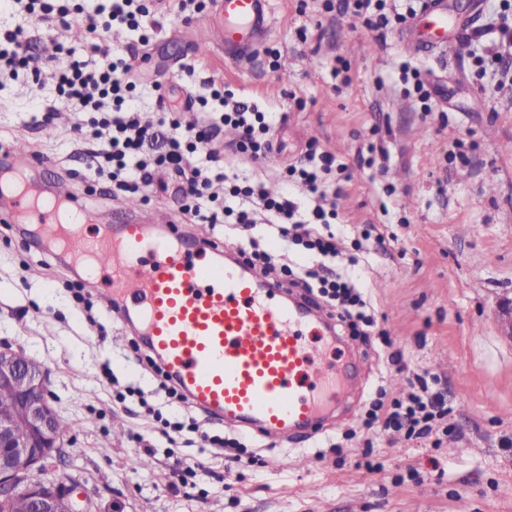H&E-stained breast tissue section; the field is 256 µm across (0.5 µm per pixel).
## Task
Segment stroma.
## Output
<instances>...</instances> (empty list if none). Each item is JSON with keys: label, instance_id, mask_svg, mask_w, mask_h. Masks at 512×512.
<instances>
[{"label": "stroma", "instance_id": "1", "mask_svg": "<svg viewBox=\"0 0 512 512\" xmlns=\"http://www.w3.org/2000/svg\"><path fill=\"white\" fill-rule=\"evenodd\" d=\"M504 0H449L448 17L463 25L459 45L409 52L399 28L366 31L361 20L325 10V0H268L272 26L245 61L198 55L212 37L210 10L182 22L179 0H164L151 40L142 48L146 87L134 96L142 111L197 120L187 94L209 96V76L235 100L273 113L271 157L254 164L269 190L307 196L281 176L309 149L349 167L332 173L338 196L330 229L338 267L349 266L353 242L368 224L385 243L367 241L355 272L378 318L402 352L352 336L343 342L355 377L344 410L324 435L289 445L250 437L255 460L234 463L189 432L162 436L164 422H184L199 409L159 391V379L134 359L137 334L121 330L99 289L78 269L53 256L0 216V341L46 371L48 401L65 424L64 448L34 476L67 479L101 512H512V335L499 317L512 294V82L477 62L475 31L491 22L512 26ZM24 29L50 66L40 79L0 78V144H24L40 158L34 178L52 185L69 176L93 223L119 224L120 199L107 197L109 178L92 179L89 154L99 143L81 136L91 115L57 101L54 69L65 66L55 45L69 29L36 22L0 0V31ZM348 64L346 78L335 69ZM416 69L430 97L419 102L401 65ZM375 165L360 166L368 145ZM146 215L166 211L185 234L231 237L221 224L193 225L174 192L136 193ZM81 288L84 302L73 297ZM442 378L449 412L431 437L366 431L359 415L378 383L409 389L421 370ZM141 396L126 395L127 387ZM125 423L116 433V420ZM151 442L145 453L134 433ZM151 467H141V459ZM202 478L184 484L186 467Z\"/></svg>", "mask_w": 512, "mask_h": 512}]
</instances>
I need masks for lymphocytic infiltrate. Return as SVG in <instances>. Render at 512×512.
<instances>
[{"label":"lymphocytic infiltrate","instance_id":"lymphocytic-infiltrate-1","mask_svg":"<svg viewBox=\"0 0 512 512\" xmlns=\"http://www.w3.org/2000/svg\"><path fill=\"white\" fill-rule=\"evenodd\" d=\"M343 12L360 16L368 30L394 27L405 20L403 14L390 7L388 0H339ZM25 9L41 21L50 19L62 26L79 22L87 38L102 39L116 25L140 31V44H148L151 9L146 0H112L107 15L73 17L67 5L53 0H26ZM135 51L113 56L107 64L98 66L85 60H72L69 67L59 71L57 92L63 102L80 112L101 113V128L109 138L94 150L89 167L95 174H108L113 187L119 191H138L153 185L159 174L178 177L176 190L179 209L195 224L234 223L241 228L238 248L249 265L263 276L277 271L272 255L262 249L251 235L255 225L266 224L285 241L303 248L314 258L336 254V239L328 232L330 218L336 210L325 209L326 175L345 172L344 164L328 152L310 151L300 164L289 166L287 179L307 186L309 197L297 203L289 195H269L260 180L247 175L251 164L268 159L273 146L270 136L272 120L269 113L258 111L236 101L233 94L212 88L210 97H188V106L207 107L217 101L222 115L219 121H202L188 127L178 119H152L133 104V92L140 79ZM43 61L32 53L31 45L21 30L0 34V73L14 74L21 70L40 75ZM230 126L238 137L231 145L230 164H223L221 151L212 135ZM224 182V199L216 201L209 194L212 179ZM284 276L295 279L298 287L317 283L321 293L333 301L341 322L353 335L374 336L392 348V363H399L400 352L388 332L379 328L374 316L368 315V301L350 277L339 274L321 275L312 269ZM417 389L405 395L388 397L379 390L366 412V428L405 433L409 438L431 434L435 419L443 417L446 400L432 391L426 374H416Z\"/></svg>","mask_w":512,"mask_h":512}]
</instances>
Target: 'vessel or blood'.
Masks as SVG:
<instances>
[{
	"label": "vessel or blood",
	"instance_id": "obj_1",
	"mask_svg": "<svg viewBox=\"0 0 512 512\" xmlns=\"http://www.w3.org/2000/svg\"><path fill=\"white\" fill-rule=\"evenodd\" d=\"M270 25L267 0H214L215 46L231 60H246ZM448 26L447 9L431 0L427 27L435 45H447ZM7 220L38 225L110 298L117 319L135 322L189 401L224 425L270 440L307 441L347 400L342 351L309 343L327 326L319 307L280 298L233 246L191 249L163 221L153 238L139 219L87 231L75 189L60 182L45 201L15 194Z\"/></svg>",
	"mask_w": 512,
	"mask_h": 512
}]
</instances>
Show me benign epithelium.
<instances>
[{
    "label": "benign epithelium",
    "mask_w": 512,
    "mask_h": 512,
    "mask_svg": "<svg viewBox=\"0 0 512 512\" xmlns=\"http://www.w3.org/2000/svg\"><path fill=\"white\" fill-rule=\"evenodd\" d=\"M15 392V407L25 414L24 433L16 430L15 417H0V504L25 491L32 512H96L94 503L76 494L77 485L59 481L53 484L24 483L34 467L61 453L62 434L58 419L45 393L40 367L15 355L0 343V387Z\"/></svg>",
    "instance_id": "1"
}]
</instances>
